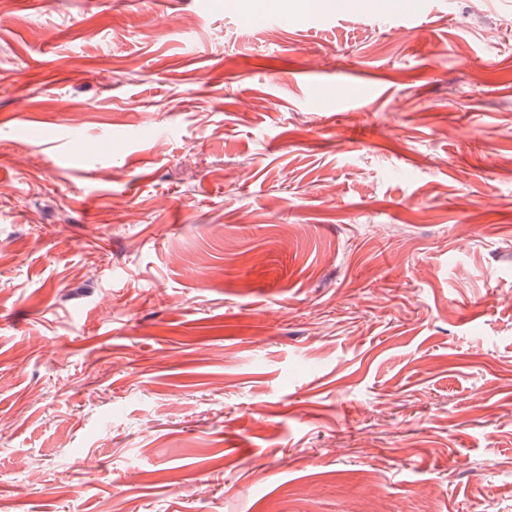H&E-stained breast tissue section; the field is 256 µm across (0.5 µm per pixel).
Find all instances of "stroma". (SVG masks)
Instances as JSON below:
<instances>
[{"label":"stroma","mask_w":512,"mask_h":512,"mask_svg":"<svg viewBox=\"0 0 512 512\" xmlns=\"http://www.w3.org/2000/svg\"><path fill=\"white\" fill-rule=\"evenodd\" d=\"M309 2L0 0V512H512V0Z\"/></svg>","instance_id":"35a3bbf8"}]
</instances>
